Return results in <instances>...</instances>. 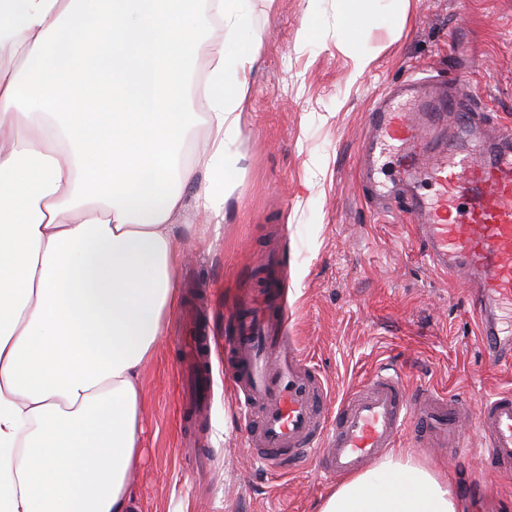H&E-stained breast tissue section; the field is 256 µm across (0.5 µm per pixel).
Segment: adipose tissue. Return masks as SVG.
I'll return each mask as SVG.
<instances>
[{
    "mask_svg": "<svg viewBox=\"0 0 512 512\" xmlns=\"http://www.w3.org/2000/svg\"><path fill=\"white\" fill-rule=\"evenodd\" d=\"M364 30L407 0H337ZM256 0H0V512H130L186 212L224 220ZM319 512H470L402 451Z\"/></svg>",
    "mask_w": 512,
    "mask_h": 512,
    "instance_id": "adipose-tissue-1",
    "label": "adipose tissue"
}]
</instances>
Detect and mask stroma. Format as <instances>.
<instances>
[{
	"instance_id": "1",
	"label": "stroma",
	"mask_w": 512,
	"mask_h": 512,
	"mask_svg": "<svg viewBox=\"0 0 512 512\" xmlns=\"http://www.w3.org/2000/svg\"><path fill=\"white\" fill-rule=\"evenodd\" d=\"M308 0L257 4L259 62L240 110L243 159L224 220L181 230L194 251L181 267V303L142 373L143 457L131 476L133 512H318L333 483L315 459L275 475L247 451L222 347L242 300L263 290L261 262L281 260L288 329L328 378L332 401L378 367L398 365L409 389L453 395L474 422L480 399L512 389V370L492 367L474 343L469 297L427 262L404 214L378 217L362 194L357 161L374 103L409 75L461 76L496 130L512 123V0H409L403 15L366 30L375 56L358 80L336 29V0H319L314 38L302 33ZM218 345L213 396L185 417L184 313ZM401 449L448 474L474 512H512V474L481 464L478 446L445 453Z\"/></svg>"
}]
</instances>
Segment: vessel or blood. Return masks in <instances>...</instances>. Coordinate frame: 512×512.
I'll return each mask as SVG.
<instances>
[{"instance_id":"b4317fda","label":"vessel or blood","mask_w":512,"mask_h":512,"mask_svg":"<svg viewBox=\"0 0 512 512\" xmlns=\"http://www.w3.org/2000/svg\"><path fill=\"white\" fill-rule=\"evenodd\" d=\"M470 98L459 77L445 91L425 79L405 80L373 111L363 154L375 157L385 142L401 141L402 170L434 186L433 196H411L406 213L421 217L418 230L433 267L468 288L487 360L512 367V127L487 141ZM267 293L269 303L251 305L240 321L224 365L241 428L268 469L312 457L326 475L344 477L370 466L406 434L416 445L456 451L478 438L485 462L512 472L511 391L482 402L470 428L456 399L410 392L401 371L387 365L354 384L327 417V381L289 336L277 282ZM178 343L186 368L209 381V337L191 328Z\"/></svg>"}]
</instances>
